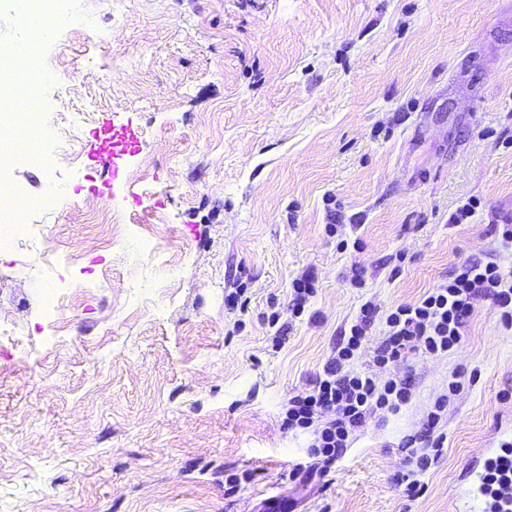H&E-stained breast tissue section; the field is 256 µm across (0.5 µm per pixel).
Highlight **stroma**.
Segmentation results:
<instances>
[{
  "label": "stroma",
  "instance_id": "stroma-1",
  "mask_svg": "<svg viewBox=\"0 0 512 512\" xmlns=\"http://www.w3.org/2000/svg\"><path fill=\"white\" fill-rule=\"evenodd\" d=\"M69 7L95 27L43 43L52 168L19 160L0 111L6 190L40 228L0 245V512H478L464 492L512 442V328L480 297L448 354L374 349L461 265L512 272V0ZM107 120L140 134L109 186L82 151ZM367 303L354 367L411 374L413 395L320 470L283 406ZM444 393L411 498L398 444ZM314 293L311 278L307 275L293 283V299L292 305L288 308L295 317L301 316L304 312L305 304L310 296Z\"/></svg>",
  "mask_w": 512,
  "mask_h": 512
}]
</instances>
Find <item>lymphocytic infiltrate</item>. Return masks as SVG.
Here are the masks:
<instances>
[{
	"label": "lymphocytic infiltrate",
	"mask_w": 512,
	"mask_h": 512,
	"mask_svg": "<svg viewBox=\"0 0 512 512\" xmlns=\"http://www.w3.org/2000/svg\"><path fill=\"white\" fill-rule=\"evenodd\" d=\"M481 296L493 301L505 324H512V274L492 261H472L417 303L398 306L387 314V331L377 347L378 364L397 362L411 349L431 355L448 353L460 343L474 302ZM372 314V305L364 304L312 390L290 397L285 405L284 427L312 433L307 454L326 464L342 457L352 433L367 418L379 411L399 412L412 397L410 377L394 376L381 382L352 368ZM447 403V395L435 399L426 416L425 437L408 435L400 443L407 452L408 469L402 479L408 496L421 493V475L443 451L446 436L440 422ZM483 487L493 498L496 512H512L511 446H503L501 455L488 461Z\"/></svg>",
	"instance_id": "obj_1"
}]
</instances>
